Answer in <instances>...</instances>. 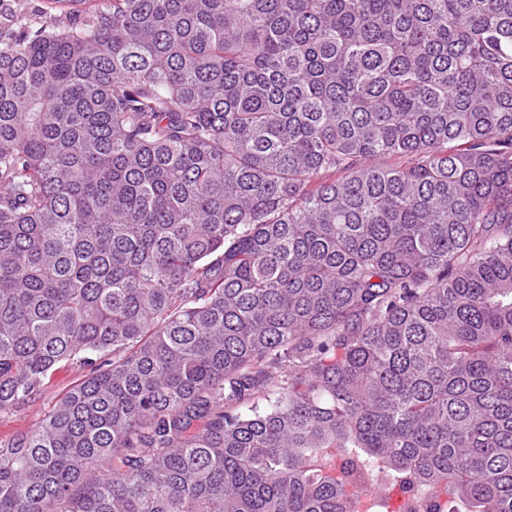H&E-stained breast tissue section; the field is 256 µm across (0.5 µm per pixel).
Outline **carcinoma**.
Here are the masks:
<instances>
[{
  "label": "carcinoma",
  "mask_w": 512,
  "mask_h": 512,
  "mask_svg": "<svg viewBox=\"0 0 512 512\" xmlns=\"http://www.w3.org/2000/svg\"><path fill=\"white\" fill-rule=\"evenodd\" d=\"M63 1L0 27V412L90 372L0 512H512V0ZM377 486L350 487L358 512H414L417 510L399 482L393 481L391 474L378 469ZM378 486L384 489H379Z\"/></svg>",
  "instance_id": "cac0c4a2"
}]
</instances>
